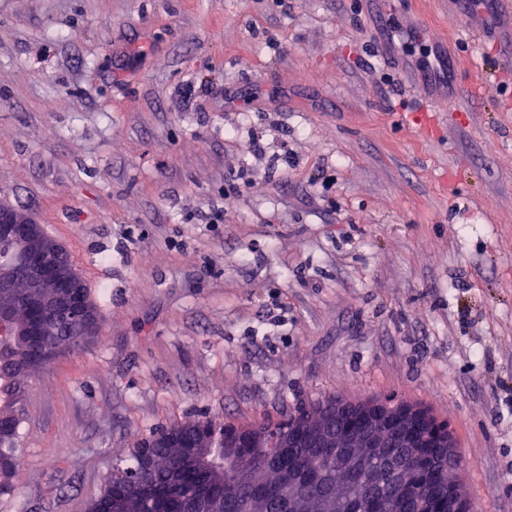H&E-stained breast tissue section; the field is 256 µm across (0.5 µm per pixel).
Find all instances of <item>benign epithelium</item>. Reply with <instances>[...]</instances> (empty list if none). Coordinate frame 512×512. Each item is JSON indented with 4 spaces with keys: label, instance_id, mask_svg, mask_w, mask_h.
Instances as JSON below:
<instances>
[{
    "label": "benign epithelium",
    "instance_id": "obj_1",
    "mask_svg": "<svg viewBox=\"0 0 512 512\" xmlns=\"http://www.w3.org/2000/svg\"><path fill=\"white\" fill-rule=\"evenodd\" d=\"M0 236L18 247L17 261L0 269V335L15 330L42 340L32 355L38 363L51 361L62 349L59 341L61 323L58 313L71 315L78 325L67 345L77 346L89 326L83 281L73 272L70 256L59 243L51 240L41 225L12 210L0 208ZM26 319L17 323V312ZM366 427L351 436L336 432L328 413H317L307 423L311 448H334L326 465L338 472L356 476L353 494L361 495L377 485V472L366 467L380 448H403L405 457L416 456L418 444L410 438L405 425L390 422V406L375 399L357 406ZM456 468H448L441 485L448 487V512H469V500L453 477Z\"/></svg>",
    "mask_w": 512,
    "mask_h": 512
}]
</instances>
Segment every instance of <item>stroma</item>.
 <instances>
[{"mask_svg":"<svg viewBox=\"0 0 512 512\" xmlns=\"http://www.w3.org/2000/svg\"><path fill=\"white\" fill-rule=\"evenodd\" d=\"M0 205L100 316L25 377L0 512H87L162 428L330 397L427 407L474 512H512L499 0H0Z\"/></svg>","mask_w":512,"mask_h":512,"instance_id":"obj_1","label":"stroma"}]
</instances>
